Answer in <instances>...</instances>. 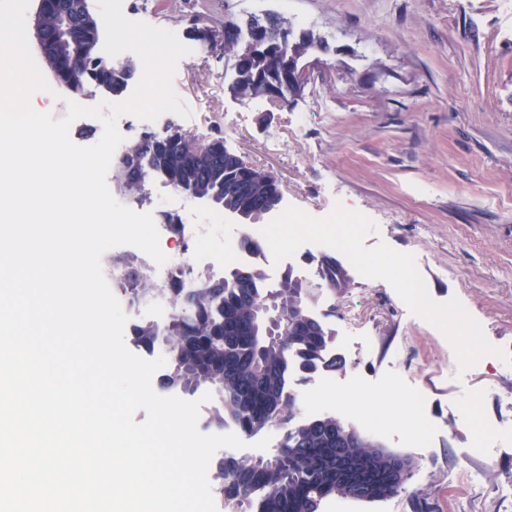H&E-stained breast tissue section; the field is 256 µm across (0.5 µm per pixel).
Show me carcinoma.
<instances>
[{
    "label": "carcinoma",
    "mask_w": 512,
    "mask_h": 512,
    "mask_svg": "<svg viewBox=\"0 0 512 512\" xmlns=\"http://www.w3.org/2000/svg\"><path fill=\"white\" fill-rule=\"evenodd\" d=\"M42 24L55 36L45 64L62 76L59 86L76 94L88 86L114 96L123 93L130 77L121 60L110 62L98 55L100 20L88 0H60L43 13ZM253 74L250 69L236 74L233 91L238 96H247ZM151 178L162 179L179 194L209 200L245 225L259 222L282 200L278 180L225 153L221 139L197 147L185 135L171 133L140 183L133 185L120 177L116 184L124 195L139 199ZM234 184L247 190L236 193L230 190ZM249 240L248 250L256 260L224 272L222 288L198 276L196 305L167 328L174 350H181L186 339L197 343L193 357L184 354L172 366L186 388L198 386L199 371L220 382V419H232L246 436L275 424L283 429L277 454L223 459L218 479L224 499L244 512H320L323 502L336 496L372 501L398 494L413 477L412 461H407L405 472H399L397 453L333 413L301 415L296 396L289 391L299 368L312 378L345 364L336 351L328 314L317 313L315 306L351 288L348 270L328 253L307 257L306 261L316 263L320 280L318 288L307 294L304 279L288 267L276 289L277 305L290 321L289 331L270 340L259 317L270 289L258 260L264 246L256 237ZM342 428L357 435V440L339 448L336 430Z\"/></svg>",
    "instance_id": "1"
}]
</instances>
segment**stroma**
Instances as JSON below:
<instances>
[{"instance_id": "stroma-1", "label": "stroma", "mask_w": 512, "mask_h": 512, "mask_svg": "<svg viewBox=\"0 0 512 512\" xmlns=\"http://www.w3.org/2000/svg\"><path fill=\"white\" fill-rule=\"evenodd\" d=\"M132 20L175 31L189 47L173 86L190 117L150 124L126 114L125 142L174 128L203 143L223 139L272 173L283 206L302 221L278 244L277 272L313 278L288 235L313 233L346 210L332 255L352 286L320 302L344 367L330 376L326 411L342 416L415 465L407 489L376 502L334 498L326 512H512V440L486 443L483 429L512 428V9L503 0H123ZM273 12L327 47L313 79L288 101L242 98L222 48L191 25ZM155 223L220 224L232 249L239 225L162 181L146 187ZM408 259L429 305L404 300L391 277L363 279L357 261ZM462 304L478 324L481 354L448 344L438 309ZM426 396L422 436L410 435L401 391Z\"/></svg>"}]
</instances>
